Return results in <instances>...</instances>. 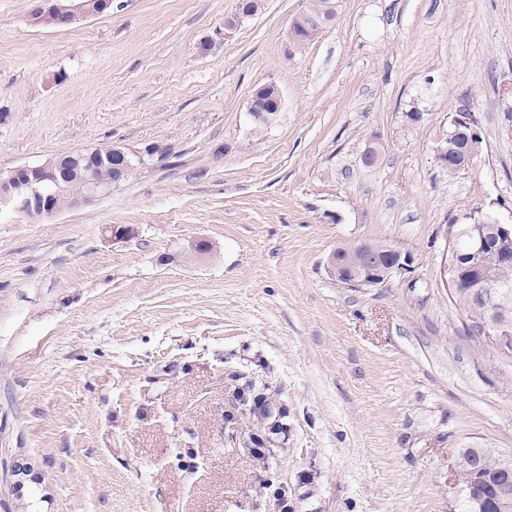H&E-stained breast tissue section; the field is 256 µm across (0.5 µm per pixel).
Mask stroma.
I'll return each instance as SVG.
<instances>
[{
	"label": "stroma",
	"instance_id": "1",
	"mask_svg": "<svg viewBox=\"0 0 512 512\" xmlns=\"http://www.w3.org/2000/svg\"><path fill=\"white\" fill-rule=\"evenodd\" d=\"M240 3L113 0L55 27L0 0V172L177 153L54 220L0 215V512H278L279 487L294 512H453L464 446L512 456V360L439 277L449 224H512V0H338L301 47L309 0L225 27ZM462 107L482 144L451 173ZM358 239L409 269L338 284L328 257ZM282 104L283 98L280 88L275 83H267L256 89L252 94L247 114L252 123L263 122L264 124L254 123L256 129H263L275 120ZM169 151L170 149H167L165 145L159 143H149L137 149L108 145L105 147L73 151L69 153V157L77 162H89L94 160L97 163H103L105 160L112 157L113 152L121 154L113 156L109 166H103L97 169L96 175L100 179L106 180L111 179L114 173L121 174V182H123L135 175L140 167L138 161L132 160L130 156L124 157L122 155L129 154L139 160L143 166H149L167 161L169 159Z\"/></svg>",
	"mask_w": 512,
	"mask_h": 512
}]
</instances>
